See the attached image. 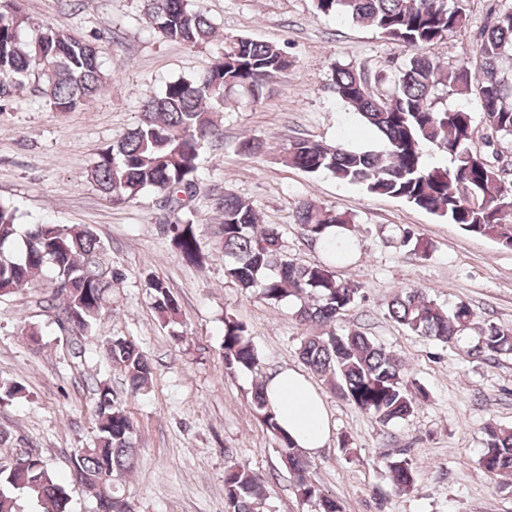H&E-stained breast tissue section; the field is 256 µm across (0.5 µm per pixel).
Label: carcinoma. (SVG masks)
Instances as JSON below:
<instances>
[{
  "label": "carcinoma",
  "instance_id": "obj_1",
  "mask_svg": "<svg viewBox=\"0 0 512 512\" xmlns=\"http://www.w3.org/2000/svg\"><path fill=\"white\" fill-rule=\"evenodd\" d=\"M314 6L319 14L370 26L410 54L389 76L384 93L374 91L356 68L336 66V96L357 111L362 125L384 143L383 150L297 139L284 149L282 162L308 173H329L372 195L402 199L511 249L512 179L492 162L489 149L498 141H512V4L483 29L457 65L445 64L423 49L465 27L466 0H314ZM143 12L168 41L198 47L216 33L215 24L188 0H143ZM26 24L22 0H0V102L10 99L33 69L40 70L41 95L54 112L75 111L112 80L93 42L53 28L27 39ZM289 64L288 55L275 44L224 37V53L209 69L166 84L160 96L144 105L134 127L99 153L90 179L115 205L153 191L172 207L185 208L199 187L200 151L220 135L213 105L223 103L232 89L260 98ZM454 95L479 100L488 131L483 146L476 144L472 113L444 104ZM427 144L448 163L430 160L424 150ZM214 209L220 217L225 277L244 293L258 290L270 305L292 303L299 325L316 328L301 337L299 346V358L311 373L383 425L407 419L429 400V391L412 379L395 354L360 330L336 331V321L357 303L361 291L336 275L335 263L344 258V251L334 252L331 262L299 263L284 253L278 228L260 224L250 204L226 192L216 199ZM294 221L313 243L332 232L346 238L357 232L350 214L310 201L298 204ZM18 232V208L0 201V297L31 284L47 270L51 291L44 298L46 308L58 325L94 343L109 287L96 234L81 224H31L18 249ZM401 244L421 258L430 251V244L406 230ZM171 245L186 262L204 263L190 221L173 225ZM147 287L159 317L178 322L179 305L166 283L154 277ZM387 311L410 332L443 344L455 343L474 322L466 302L446 310L418 290L394 293ZM223 349L226 370L261 373L247 325L232 316L224 318ZM105 350L133 392L148 387L152 365L134 342L116 338ZM511 353V326L494 321L478 326L470 354ZM252 408L292 473L298 500L314 512H344L343 504L311 475L309 462L277 422L261 383L252 391ZM94 414L96 441L74 452L71 482H79L92 495L96 512H121L124 498L118 483L134 468L133 424L106 387L99 388ZM479 462L492 477L512 476L511 426H485ZM386 469L398 493L409 492L417 481L412 462L404 457L388 460ZM22 497L37 502L41 512H67L66 489L40 458L33 462L25 456L14 467L0 469V512H20ZM265 501L264 486L253 471L239 464L226 468L225 512H264Z\"/></svg>",
  "mask_w": 512,
  "mask_h": 512
}]
</instances>
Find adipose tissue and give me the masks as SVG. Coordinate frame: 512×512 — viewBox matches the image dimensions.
<instances>
[{
  "mask_svg": "<svg viewBox=\"0 0 512 512\" xmlns=\"http://www.w3.org/2000/svg\"><path fill=\"white\" fill-rule=\"evenodd\" d=\"M266 394L280 426L296 445L317 453L328 443L332 426L324 401L301 372L283 368L267 379Z\"/></svg>",
  "mask_w": 512,
  "mask_h": 512,
  "instance_id": "ef3b65f1",
  "label": "adipose tissue"
}]
</instances>
